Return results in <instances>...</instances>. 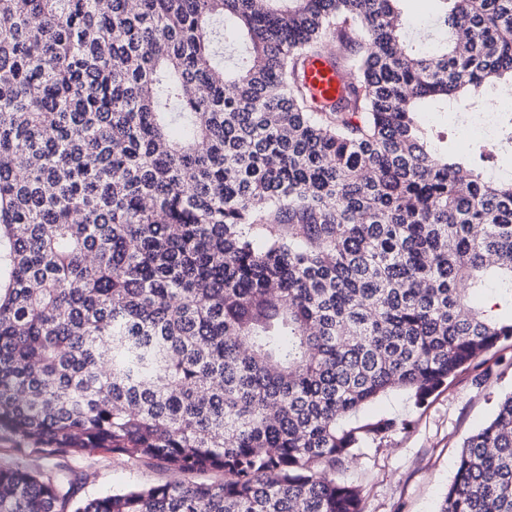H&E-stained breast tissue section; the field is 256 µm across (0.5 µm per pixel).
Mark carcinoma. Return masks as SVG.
Here are the masks:
<instances>
[{"label":"carcinoma","mask_w":512,"mask_h":512,"mask_svg":"<svg viewBox=\"0 0 512 512\" xmlns=\"http://www.w3.org/2000/svg\"><path fill=\"white\" fill-rule=\"evenodd\" d=\"M400 2L0 0V426L224 473L0 468V512H362L337 473L395 420L360 414L512 338V178L423 119L512 88V0ZM439 512H512V392ZM307 82L317 97L334 101L341 94V82L335 71L324 60L314 61L307 68Z\"/></svg>","instance_id":"carcinoma-1"}]
</instances>
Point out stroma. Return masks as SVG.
Wrapping results in <instances>:
<instances>
[{"instance_id":"35a3bbf8","label":"stroma","mask_w":512,"mask_h":512,"mask_svg":"<svg viewBox=\"0 0 512 512\" xmlns=\"http://www.w3.org/2000/svg\"><path fill=\"white\" fill-rule=\"evenodd\" d=\"M426 120L449 150L473 151L476 112H431ZM512 392V339L476 360L421 406L393 394L374 409L396 421L393 429L368 441L340 473L357 485L363 512H437L453 479L462 441L493 413L499 397ZM0 467H17L47 479L77 477L78 496L93 498L126 487H151L180 480L181 475L156 460H130L98 450L51 453L0 429Z\"/></svg>"}]
</instances>
